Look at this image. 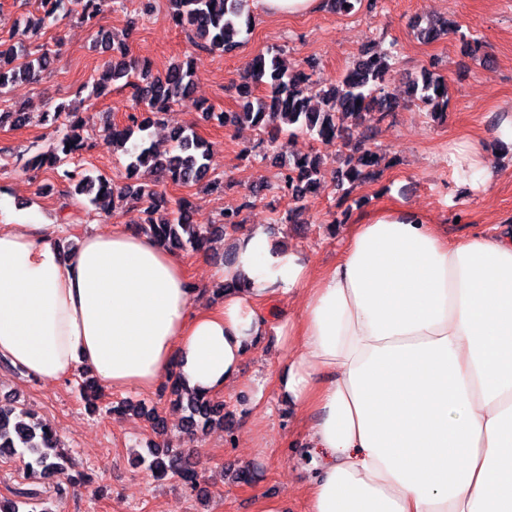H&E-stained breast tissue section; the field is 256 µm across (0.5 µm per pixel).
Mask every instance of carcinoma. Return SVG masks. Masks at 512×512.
Listing matches in <instances>:
<instances>
[{
	"mask_svg": "<svg viewBox=\"0 0 512 512\" xmlns=\"http://www.w3.org/2000/svg\"><path fill=\"white\" fill-rule=\"evenodd\" d=\"M169 2L175 25L187 33L192 43L210 52L228 53L238 48L254 21L250 0ZM40 5L42 14L25 23V31L34 35L49 22L68 18L77 11L86 21L100 11V0H40ZM281 55L282 50L272 46L252 63L250 79L265 86V95L254 97L245 85L239 88V111L203 112L201 120H216L226 127L247 124L258 129L261 142L270 147L280 137L297 133L321 140H339L346 150L341 180L353 184L365 180L379 162V157L369 147L376 124L398 107L396 99L385 92L392 71L390 53L361 54L339 79L318 91L316 104L312 103V97L305 95L308 86L314 84V72L285 66ZM51 65V53L43 44L32 45L22 39L8 45L0 41V89L10 82L34 77ZM193 80L192 69L181 63H173L164 73L154 74L147 65L134 70L117 62L95 83L98 97L111 92L116 83H122L130 88L132 100L149 113L143 119L130 114L126 123H114L105 133L106 142L115 150L124 151L128 142H134L133 150L128 152L127 182L120 184L101 175H83L67 168L69 159L88 145L77 133L83 125L82 117L77 112L66 111L63 104L45 113L44 120L54 124L63 117L69 122L70 132L47 150L27 159L23 169L27 172L49 170L61 181L75 185L78 193L92 197L94 203H107L114 210L120 205L136 212V231L168 249L189 247L196 252L206 249L213 236L241 228L240 211L226 212L221 223L203 228L191 223L189 202L185 200L179 201L171 213L163 212L164 196L160 190L163 181L216 186V182L209 179L210 154L204 142L193 128L180 127L171 132L174 152L159 156L146 145L151 126L160 122L171 106L189 98ZM409 94L435 112L448 105L447 83L443 77H434L427 70L423 71L422 83L414 81L409 85ZM273 159L279 167L277 188L296 203L289 210L288 222L297 224L307 197L320 187L323 161L316 155L287 160L275 154ZM170 380V402L188 412L184 429L189 437L198 439L214 427H224V404L209 395L187 390L174 376ZM58 447L54 430L29 409L0 404V454L19 448L28 452L26 477L57 476L55 493L61 496L76 480L58 462ZM148 467L155 476L174 477L193 492L199 488L189 455L181 448H155ZM14 495L13 499H0V512H49L42 507L41 490L36 487L19 489Z\"/></svg>",
	"mask_w": 512,
	"mask_h": 512,
	"instance_id": "obj_1",
	"label": "carcinoma"
}]
</instances>
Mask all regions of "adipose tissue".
Returning a JSON list of instances; mask_svg holds the SVG:
<instances>
[{"instance_id":"obj_1","label":"adipose tissue","mask_w":512,"mask_h":512,"mask_svg":"<svg viewBox=\"0 0 512 512\" xmlns=\"http://www.w3.org/2000/svg\"><path fill=\"white\" fill-rule=\"evenodd\" d=\"M58 224H0V358L51 384L76 366L112 389L170 372L210 395L241 384L268 334L284 401L313 417L305 512H512V232L448 240L420 212L353 225L310 276L244 229L194 306L181 262L122 224L62 255ZM296 298L271 324L262 301Z\"/></svg>"}]
</instances>
